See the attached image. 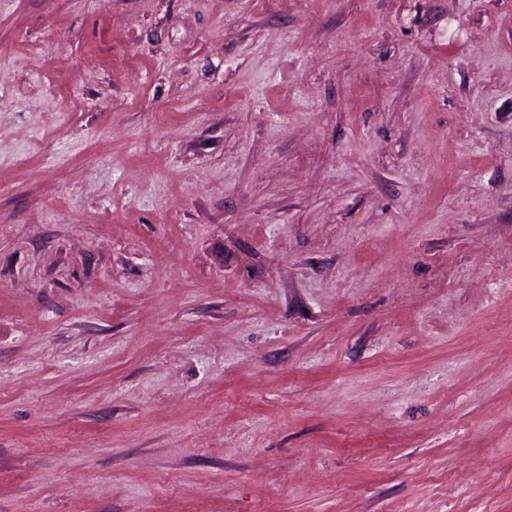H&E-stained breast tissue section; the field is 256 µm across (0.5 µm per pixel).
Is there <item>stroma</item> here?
Masks as SVG:
<instances>
[{
  "mask_svg": "<svg viewBox=\"0 0 512 512\" xmlns=\"http://www.w3.org/2000/svg\"><path fill=\"white\" fill-rule=\"evenodd\" d=\"M0 512H512V0H0Z\"/></svg>",
  "mask_w": 512,
  "mask_h": 512,
  "instance_id": "stroma-1",
  "label": "stroma"
}]
</instances>
